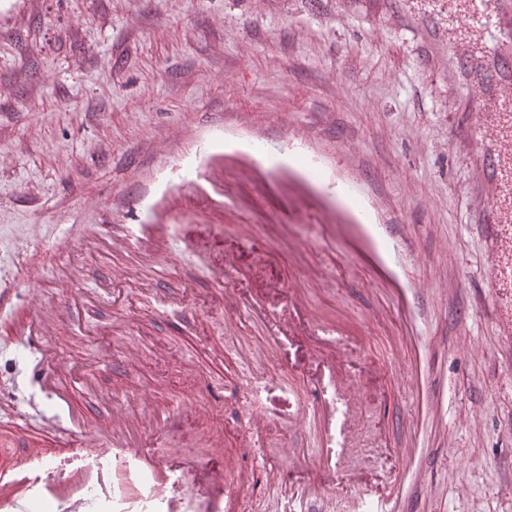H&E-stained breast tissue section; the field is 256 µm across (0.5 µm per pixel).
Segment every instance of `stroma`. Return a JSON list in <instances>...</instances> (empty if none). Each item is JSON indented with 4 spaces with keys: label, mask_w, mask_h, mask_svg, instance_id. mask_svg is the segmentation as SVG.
Wrapping results in <instances>:
<instances>
[{
    "label": "stroma",
    "mask_w": 512,
    "mask_h": 512,
    "mask_svg": "<svg viewBox=\"0 0 512 512\" xmlns=\"http://www.w3.org/2000/svg\"><path fill=\"white\" fill-rule=\"evenodd\" d=\"M467 105L435 66L414 26L379 0H0V428L62 452L74 427L26 374L33 358L14 330L40 288L55 321L50 344L79 389L86 424L108 421L113 403L137 413L147 448L211 466L254 472L243 512H282L267 498L269 474L303 484L289 467L315 437L300 425L322 347L297 331L270 348L262 325L225 306L214 273L233 258L230 285L279 312L297 289L312 315L353 349L344 372L353 398L336 395L338 471L388 496L401 449L414 434L405 364L391 297L361 272L336 275L339 244L317 215L282 232L280 202L226 174L250 210L209 215V227L170 231L167 271L132 249L110 254L112 225L147 221L130 198L153 168L170 161L169 134L235 122L279 143L278 114L294 131L356 151L388 223L411 244L417 278L448 284L424 306L422 346L443 395L447 439L429 442L424 480L437 501L415 512H512V354L496 330L483 286L485 248L473 224L465 147L453 132ZM100 234L74 282L60 283L52 254L67 237ZM26 240V249L14 246ZM133 282L117 283L113 260ZM333 278L318 284L305 270ZM81 296V321L70 303ZM480 339L472 355L460 336ZM260 386L251 395L241 376ZM207 405L206 414L186 404ZM265 450L255 468L241 448Z\"/></svg>",
    "instance_id": "stroma-1"
}]
</instances>
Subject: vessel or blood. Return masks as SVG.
<instances>
[{
  "label": "vessel or blood",
  "mask_w": 512,
  "mask_h": 512,
  "mask_svg": "<svg viewBox=\"0 0 512 512\" xmlns=\"http://www.w3.org/2000/svg\"><path fill=\"white\" fill-rule=\"evenodd\" d=\"M422 38L448 56V79L462 93L471 110L465 127V145L474 183L481 190L476 222L482 229L488 261L484 281L493 298L501 302L498 325L502 335L512 336V0H436L427 13ZM347 146L332 158L313 151L298 135H289L284 154L257 150L252 141L216 125L194 142L185 144L179 160L196 173L195 190L205 194L204 211L224 208V166L232 164L242 177L256 179L278 170L291 184L288 197L294 211L320 213L328 230L346 243V269L366 265L378 282L393 294L403 313L405 335L417 328L415 297L423 285L413 277L404 259L405 242L394 225L373 210V194L365 175L352 165ZM153 188L137 195L134 205L152 211L158 223L139 225L128 235L127 245L151 255L157 266L171 265L165 247V229L183 210L179 191L167 167L153 176ZM31 313L20 334L36 356L34 375L50 391L57 407L76 418L72 388L64 386L65 373L55 351L46 342L53 330L44 319L39 289H31ZM226 306L243 309L247 316L264 322L270 342H279L287 329H301L316 336L328 359L319 370V384L300 401L298 418L317 422L324 432L335 425L329 388L336 385V368L347 363L349 350L339 348L333 329L320 324L296 294L288 296V314L243 304L236 289L224 291ZM130 412L114 411L108 429L78 423L77 443L65 455L39 445L22 443L20 436L0 432V512H237L238 503L251 487V476L242 471L233 487H225L224 470L207 474L206 488L184 493L180 482L196 470L190 459L164 460L130 442L116 423L130 419ZM324 481L296 490L275 484L277 495L326 499L334 492L337 475L327 443L316 444L307 454ZM422 451L406 449L401 460V480L393 497L379 496L363 485L358 495L369 512H403V502L421 485Z\"/></svg>",
  "instance_id": "b4317fda"
}]
</instances>
